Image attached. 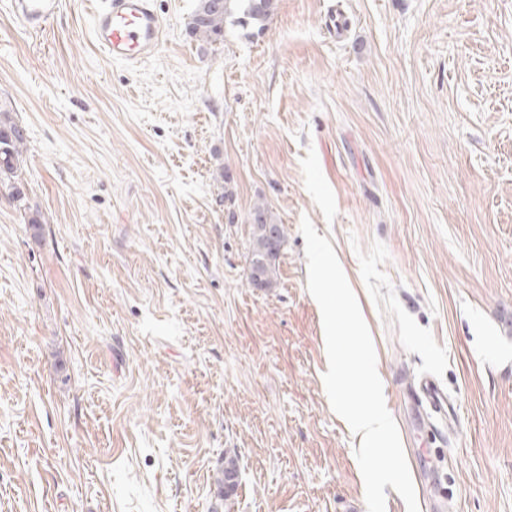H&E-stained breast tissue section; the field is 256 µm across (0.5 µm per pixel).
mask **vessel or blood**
I'll return each mask as SVG.
<instances>
[{
    "label": "vessel or blood",
    "instance_id": "obj_1",
    "mask_svg": "<svg viewBox=\"0 0 512 512\" xmlns=\"http://www.w3.org/2000/svg\"><path fill=\"white\" fill-rule=\"evenodd\" d=\"M65 6L66 0H10L11 12L34 32L44 30ZM162 36L154 0H97L92 42L113 61L136 65L153 58Z\"/></svg>",
    "mask_w": 512,
    "mask_h": 512
}]
</instances>
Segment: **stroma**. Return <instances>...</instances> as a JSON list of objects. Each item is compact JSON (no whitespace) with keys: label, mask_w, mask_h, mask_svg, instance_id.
I'll return each instance as SVG.
<instances>
[{"label":"stroma","mask_w":512,"mask_h":512,"mask_svg":"<svg viewBox=\"0 0 512 512\" xmlns=\"http://www.w3.org/2000/svg\"><path fill=\"white\" fill-rule=\"evenodd\" d=\"M155 2L136 66L96 51L92 0L37 34L0 8V108L28 132L0 190V512H367L305 218L359 297L415 487L512 512V0H277L212 45L194 0ZM258 202L288 229L264 291ZM424 377L436 433L407 394Z\"/></svg>","instance_id":"stroma-1"}]
</instances>
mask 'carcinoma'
<instances>
[{
	"instance_id": "carcinoma-1",
	"label": "carcinoma",
	"mask_w": 512,
	"mask_h": 512,
	"mask_svg": "<svg viewBox=\"0 0 512 512\" xmlns=\"http://www.w3.org/2000/svg\"><path fill=\"white\" fill-rule=\"evenodd\" d=\"M275 0H223V7L214 9L212 0H196L194 10L188 16L186 29L190 36L207 44L224 41V24L236 13L241 22L262 30L274 11ZM26 146L24 126L13 120L7 112L0 111V187L7 186L5 178H11L18 170L22 152ZM249 270L259 271L264 276L266 287L274 284L275 264L267 260L268 229L278 227L281 242H286L285 225L277 224L264 206L257 205L251 214Z\"/></svg>"
}]
</instances>
